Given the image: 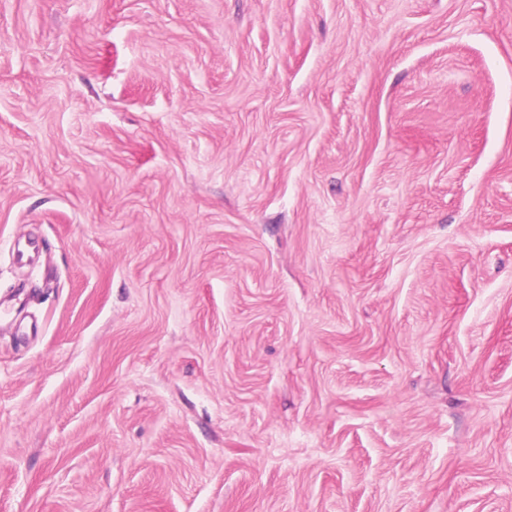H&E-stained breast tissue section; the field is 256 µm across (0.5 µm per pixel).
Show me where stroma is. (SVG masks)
<instances>
[{
    "label": "stroma",
    "instance_id": "1",
    "mask_svg": "<svg viewBox=\"0 0 512 512\" xmlns=\"http://www.w3.org/2000/svg\"><path fill=\"white\" fill-rule=\"evenodd\" d=\"M0 512H512V0H0Z\"/></svg>",
    "mask_w": 512,
    "mask_h": 512
}]
</instances>
